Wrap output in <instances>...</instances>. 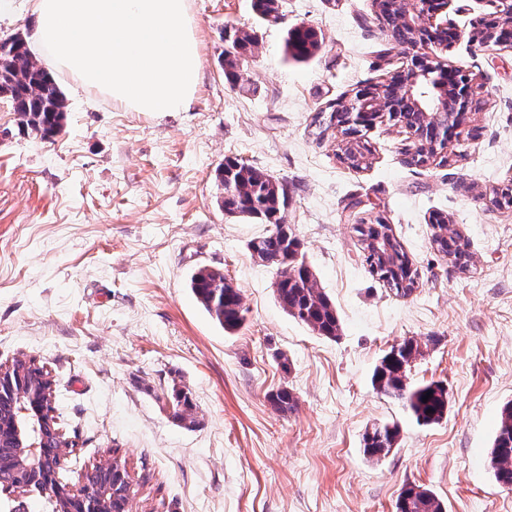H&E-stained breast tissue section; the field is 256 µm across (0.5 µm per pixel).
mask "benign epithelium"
Here are the masks:
<instances>
[{
  "instance_id": "1",
  "label": "benign epithelium",
  "mask_w": 512,
  "mask_h": 512,
  "mask_svg": "<svg viewBox=\"0 0 512 512\" xmlns=\"http://www.w3.org/2000/svg\"><path fill=\"white\" fill-rule=\"evenodd\" d=\"M493 11L489 19L512 18V0H489ZM405 8L401 23L414 32L424 33L423 39L406 49L414 51L410 63L399 68L395 80H385V86L373 96L348 95L343 100L346 112L345 126L361 129L383 113L399 123L402 120V104L406 103L421 113L423 127H430L437 119L447 120L446 126L434 130L426 137L416 133L421 141L417 150L422 157H433L445 149L448 142L462 134L465 116L473 102V77L462 66H447L437 61L436 52L446 48L436 34L448 30L446 24L437 22L440 11L431 8L430 0H403ZM5 370H0V396H8L13 403V417L0 419V439L12 443L15 470L18 475H44L55 477L59 469L74 451V443L59 430L53 440L44 436L45 423L53 413L49 406L54 401L53 387L38 388L26 383L4 385ZM97 470L108 476L103 485L82 482L59 493L51 494L55 512H112V501L124 497L123 510L132 512L133 483L127 469L119 460L110 456L96 463Z\"/></svg>"
}]
</instances>
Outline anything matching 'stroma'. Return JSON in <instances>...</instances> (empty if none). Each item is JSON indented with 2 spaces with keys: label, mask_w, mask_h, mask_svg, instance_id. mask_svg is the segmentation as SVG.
Masks as SVG:
<instances>
[{
  "label": "stroma",
  "mask_w": 512,
  "mask_h": 512,
  "mask_svg": "<svg viewBox=\"0 0 512 512\" xmlns=\"http://www.w3.org/2000/svg\"><path fill=\"white\" fill-rule=\"evenodd\" d=\"M201 71L182 112H136L54 78L62 131L19 129L0 99V363L41 360L56 381L58 423L78 445L59 472L116 452L134 479L133 512H396L403 488L432 491L447 512H512V490L487 457L512 401V211L491 204L512 181V49L488 50L472 27L487 0H450L441 19L458 38L443 64L478 86L447 162L410 164L413 134L388 118L363 132L359 167L317 139V107L397 70L373 0H281L280 19L252 0H189ZM33 0H0V39L36 35ZM314 26L320 50L287 56V30ZM258 46L224 77V32ZM233 158L287 182L286 222L333 301L341 331L328 340L290 317L276 270L252 256L266 227L226 214L216 172ZM447 215L470 254L454 267L436 248L432 214ZM383 220L413 261L403 296L364 260L357 225ZM221 270L243 297V326L224 332L187 285ZM420 341L411 382L441 381L448 415L418 425L372 385L392 345ZM187 389L195 426L172 416ZM288 388L294 412L270 393ZM376 423L400 429L381 461L362 453Z\"/></svg>",
  "instance_id": "obj_1"
}]
</instances>
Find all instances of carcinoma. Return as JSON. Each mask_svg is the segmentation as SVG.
Here are the masks:
<instances>
[{
    "label": "carcinoma",
    "mask_w": 512,
    "mask_h": 512,
    "mask_svg": "<svg viewBox=\"0 0 512 512\" xmlns=\"http://www.w3.org/2000/svg\"><path fill=\"white\" fill-rule=\"evenodd\" d=\"M402 4L391 0L386 7L385 25L389 41L395 44L414 42L413 33L400 21ZM253 10L262 20L279 18V0H253ZM15 50L0 64V98L7 99L18 116L20 127L43 139H50L63 128L66 119L65 99L51 73L32 56L27 38L17 32L11 36ZM230 51L224 57V76L232 84L239 81V59L253 53L258 41L254 34L235 30L228 34ZM322 43L312 27L287 31L285 52L295 61L310 59ZM217 179L224 186V210L240 214L271 229L252 239L249 248L264 263L277 268L275 296L281 308L291 317L324 338L335 340L341 326L336 307L324 289L319 287L316 273L301 255V242L285 222L288 207V184L237 159H228L218 169ZM434 223L447 234L435 237L442 252L456 259L466 255L458 234L450 228L447 218L437 216ZM382 221L362 224L357 232L365 240L377 242L366 256L369 265H391L385 274L398 288V281L414 283L412 262L400 244L388 233ZM189 288L197 302L216 320L224 331L238 329L245 318L240 290L224 285L219 271L203 269L190 280ZM422 354L421 343L405 338L381 358L375 367L372 382L376 390L401 401L411 418L419 425L440 423L448 412V388L441 381L413 384L409 381L410 364ZM432 394L428 401L422 397ZM173 416L180 423H196L194 406L183 389H173ZM269 401L279 412L294 410L296 400L288 388L269 395ZM399 436L396 424L383 423L366 430L363 453L373 460L386 456ZM490 467L499 485L512 489V401L502 410L497 434L490 453ZM397 512H445L444 505L432 492L418 486L404 489L397 500Z\"/></svg>",
    "instance_id": "carcinoma-1"
}]
</instances>
